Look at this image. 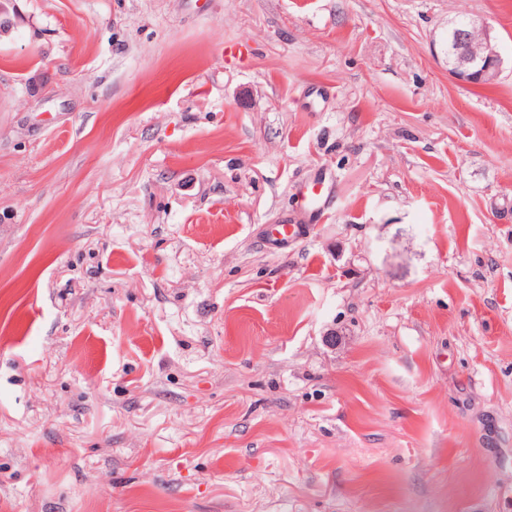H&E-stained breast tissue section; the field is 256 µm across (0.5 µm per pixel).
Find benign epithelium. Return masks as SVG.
<instances>
[{
    "label": "benign epithelium",
    "instance_id": "1",
    "mask_svg": "<svg viewBox=\"0 0 512 512\" xmlns=\"http://www.w3.org/2000/svg\"><path fill=\"white\" fill-rule=\"evenodd\" d=\"M479 31L480 50L472 51L469 47L468 26L463 25L456 30L454 56L449 74L458 81L481 84L496 77L500 72L501 58L490 26L483 23L479 26Z\"/></svg>",
    "mask_w": 512,
    "mask_h": 512
}]
</instances>
